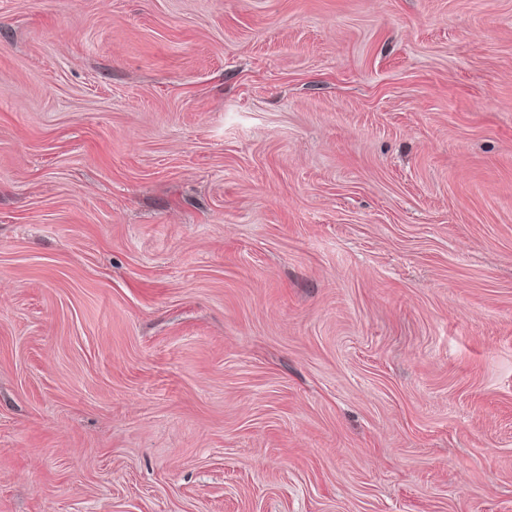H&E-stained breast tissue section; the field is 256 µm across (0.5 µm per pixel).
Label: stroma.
<instances>
[{
  "label": "stroma",
  "instance_id": "stroma-1",
  "mask_svg": "<svg viewBox=\"0 0 512 512\" xmlns=\"http://www.w3.org/2000/svg\"><path fill=\"white\" fill-rule=\"evenodd\" d=\"M0 512H512V0H0Z\"/></svg>",
  "mask_w": 512,
  "mask_h": 512
}]
</instances>
